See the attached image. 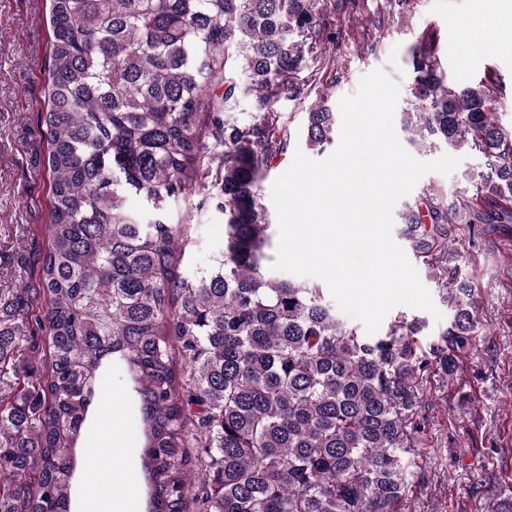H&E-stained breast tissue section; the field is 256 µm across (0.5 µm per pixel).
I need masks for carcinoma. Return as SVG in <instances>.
<instances>
[{"label":"carcinoma","mask_w":512,"mask_h":512,"mask_svg":"<svg viewBox=\"0 0 512 512\" xmlns=\"http://www.w3.org/2000/svg\"><path fill=\"white\" fill-rule=\"evenodd\" d=\"M352 2L50 0V246L30 328L48 365L0 395V512H71L74 449L116 358L137 384L149 512H405L419 379L454 378L478 333L448 240L457 217L480 234L512 224V130L496 118L493 77L461 84L432 44L412 48L409 142L486 159L476 197L450 207L431 190L402 213L403 239L446 282L452 311L429 352L412 339L417 321L360 336L321 288L272 274L260 190L291 139L275 107L303 94L304 53L336 38L322 19ZM324 93L306 113L307 145L321 151L337 131ZM249 94L261 113L240 124L230 112ZM201 174L215 175L224 252L181 276L185 238L169 213ZM22 340L0 320V374Z\"/></svg>","instance_id":"carcinoma-1"}]
</instances>
